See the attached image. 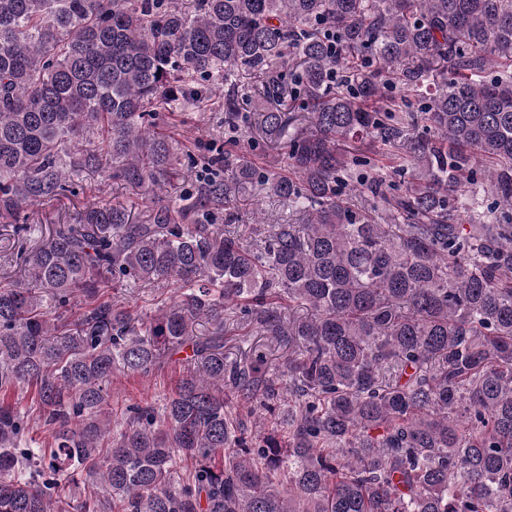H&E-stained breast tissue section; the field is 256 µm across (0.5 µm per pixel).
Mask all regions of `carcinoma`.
I'll list each match as a JSON object with an SVG mask.
<instances>
[{
	"label": "carcinoma",
	"mask_w": 512,
	"mask_h": 512,
	"mask_svg": "<svg viewBox=\"0 0 512 512\" xmlns=\"http://www.w3.org/2000/svg\"><path fill=\"white\" fill-rule=\"evenodd\" d=\"M215 97L233 136L177 138ZM85 172L189 188L27 223ZM253 191L303 223L218 227ZM0 258V512H512V0H0ZM186 350L112 428V375ZM260 145L258 147L248 146L247 143H241V147L248 157L258 167L264 170H275L280 171V158L283 150L280 149L279 144L273 145L266 141H261L259 138ZM129 288H138L137 286L131 285L128 287V290L125 293L124 297L127 298L131 305L135 307L138 312H143L147 314H153L154 310L161 305L164 300H167V298L172 294L171 288H163V289H156L153 290L152 293L150 292H136L135 289H129ZM255 346L268 353L273 363L281 364L288 357V347L280 346L266 336H231L229 333L224 335V354L229 359H239Z\"/></svg>",
	"instance_id": "1"
}]
</instances>
